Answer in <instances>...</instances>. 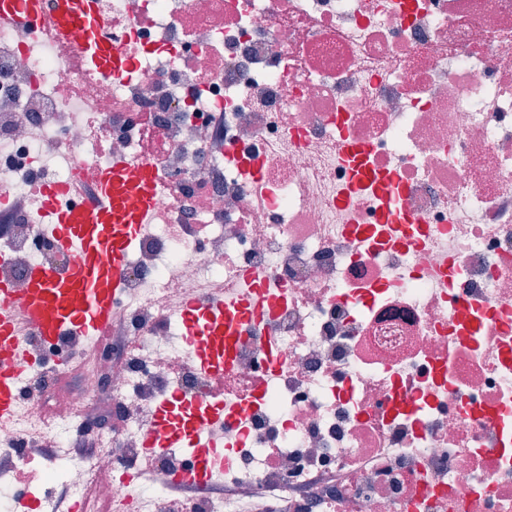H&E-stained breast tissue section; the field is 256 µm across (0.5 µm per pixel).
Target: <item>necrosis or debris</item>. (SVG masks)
Here are the masks:
<instances>
[{"mask_svg":"<svg viewBox=\"0 0 512 512\" xmlns=\"http://www.w3.org/2000/svg\"><path fill=\"white\" fill-rule=\"evenodd\" d=\"M92 37L0 27V282L68 254L29 200L110 162L156 204L104 334L29 337L0 424V512L46 453L43 512H512V0H97ZM133 74H108L97 46ZM151 118L156 148H141ZM362 156H355V149ZM374 180L355 181L358 165ZM201 233H193V226ZM254 309L222 375L183 303ZM251 404L141 469L172 394ZM381 448L376 468L359 464Z\"/></svg>","mask_w":512,"mask_h":512,"instance_id":"1","label":"necrosis or debris"}]
</instances>
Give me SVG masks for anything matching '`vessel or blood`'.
Segmentation results:
<instances>
[{
    "label": "vessel or blood",
    "instance_id": "1",
    "mask_svg": "<svg viewBox=\"0 0 512 512\" xmlns=\"http://www.w3.org/2000/svg\"><path fill=\"white\" fill-rule=\"evenodd\" d=\"M93 2L58 0L53 24L75 34L87 33ZM38 3L0 0V25L28 21ZM93 183L99 201L54 213L51 231L72 254L66 269L31 267L29 288L22 294L0 286V421L14 414L16 382L26 360L29 334L45 339L95 337L112 320V302L121 286L128 251L154 210L155 174L145 164L121 162L101 169ZM223 300V294H215L207 307L193 304L182 314L195 363L205 371H222L239 342ZM156 415L160 431L149 440V449H189L197 459L192 480L212 481L215 453L207 433L212 422L223 418V404L190 407L170 397L157 405Z\"/></svg>",
    "mask_w": 512,
    "mask_h": 512
}]
</instances>
